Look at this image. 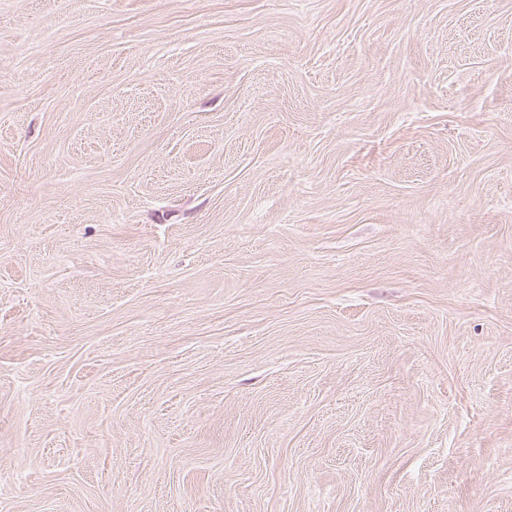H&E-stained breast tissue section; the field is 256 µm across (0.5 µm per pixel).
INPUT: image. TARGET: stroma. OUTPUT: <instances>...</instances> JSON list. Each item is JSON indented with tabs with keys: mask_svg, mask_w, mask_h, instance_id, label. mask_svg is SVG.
<instances>
[{
	"mask_svg": "<svg viewBox=\"0 0 512 512\" xmlns=\"http://www.w3.org/2000/svg\"><path fill=\"white\" fill-rule=\"evenodd\" d=\"M0 512H512V0H0Z\"/></svg>",
	"mask_w": 512,
	"mask_h": 512,
	"instance_id": "1",
	"label": "stroma"
}]
</instances>
